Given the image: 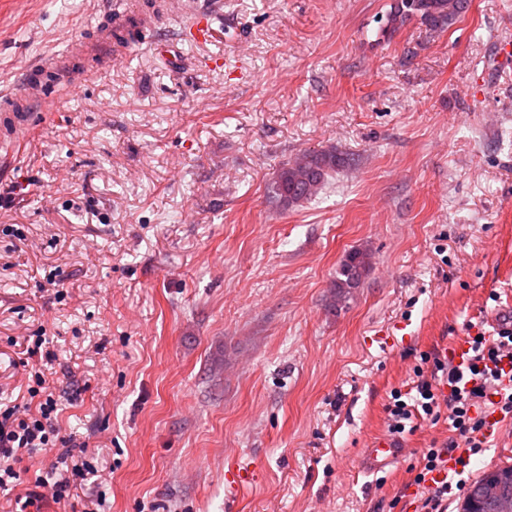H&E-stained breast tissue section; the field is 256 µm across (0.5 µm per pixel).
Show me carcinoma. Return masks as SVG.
Returning a JSON list of instances; mask_svg holds the SVG:
<instances>
[{
  "mask_svg": "<svg viewBox=\"0 0 512 512\" xmlns=\"http://www.w3.org/2000/svg\"><path fill=\"white\" fill-rule=\"evenodd\" d=\"M470 0H391L390 9L381 19L379 32L393 37L402 27L415 22L430 32H444L466 15ZM352 158L335 150H308L300 160L286 164L268 184L267 195L284 206L292 207L314 198L324 187L332 172L350 164ZM370 264L365 252L346 256L336 273V297L345 299L359 286ZM468 497L480 512H501L500 500L485 493L483 479L470 487Z\"/></svg>",
  "mask_w": 512,
  "mask_h": 512,
  "instance_id": "cac0c4a2",
  "label": "carcinoma"
}]
</instances>
